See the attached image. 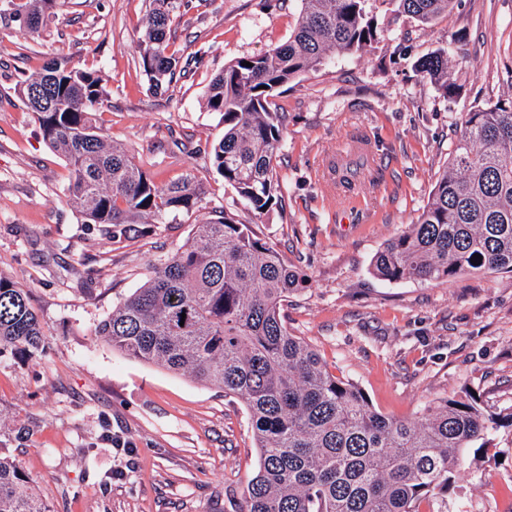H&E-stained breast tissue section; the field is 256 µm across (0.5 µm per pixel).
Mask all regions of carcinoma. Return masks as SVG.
Returning <instances> with one entry per match:
<instances>
[{"mask_svg": "<svg viewBox=\"0 0 512 512\" xmlns=\"http://www.w3.org/2000/svg\"><path fill=\"white\" fill-rule=\"evenodd\" d=\"M301 2L287 41L225 66L206 97V108L224 119L213 165L259 216L282 197L274 167L283 133L272 108L277 91L330 55L362 51L387 32L366 10L367 0ZM457 2L381 0L386 12L425 26L447 17ZM58 4L0 0V25L38 34ZM183 6L186 0H154L144 19L139 65L154 93L169 88L180 66L167 34L170 14ZM419 68L444 99L460 97L448 51ZM18 95L37 115L49 147L71 166L65 195L85 223L107 231L159 223L169 212H193L205 198L190 174L157 185L127 147L97 132L95 106L104 96L97 71L52 59L20 83ZM462 126L418 220L375 254L380 279L512 273V99L469 110ZM476 254L481 259L473 264ZM304 283V274L234 217L202 219L98 333L131 358L243 401L259 448L244 512H436L434 503L448 499L469 454L489 450L492 431L512 429V406L490 410L467 392L431 402L410 420L378 412L357 384L288 332L281 309ZM43 348L27 291L0 273V357ZM0 512H51L20 464L1 454Z\"/></svg>", "mask_w": 512, "mask_h": 512, "instance_id": "obj_1", "label": "carcinoma"}]
</instances>
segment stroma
<instances>
[{
    "instance_id": "1",
    "label": "stroma",
    "mask_w": 512,
    "mask_h": 512,
    "mask_svg": "<svg viewBox=\"0 0 512 512\" xmlns=\"http://www.w3.org/2000/svg\"><path fill=\"white\" fill-rule=\"evenodd\" d=\"M152 0H61L32 35L0 29V272L25 288L44 349L0 358V452L15 458L54 512H243L258 450L240 399L132 359L99 324L189 240L198 220L234 214L306 274L282 308L301 337L356 382L372 406L414 418L426 402L468 390L512 405V273L441 282H388L372 272L385 242L415 223L471 107L512 98V0H458L424 26L399 15L372 48L332 56L274 99L283 114L277 173L282 201L257 217L210 161L224 134L204 106L232 61L287 41L301 0H190L172 16L170 45L187 70L149 92L137 44ZM464 58L457 101L418 68L439 48ZM52 58L101 74L98 125L160 185L192 174L207 195L195 214L106 233L68 205L67 163L44 142L19 99L25 76ZM377 147V174L356 196L328 190L321 166L353 141ZM129 441L113 447L112 439ZM512 505V430L448 495V512Z\"/></svg>"
}]
</instances>
